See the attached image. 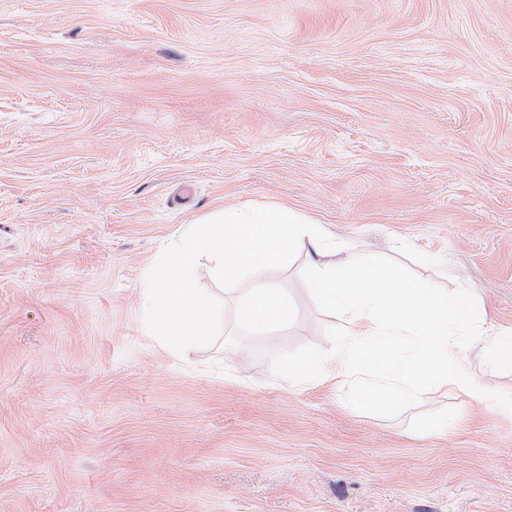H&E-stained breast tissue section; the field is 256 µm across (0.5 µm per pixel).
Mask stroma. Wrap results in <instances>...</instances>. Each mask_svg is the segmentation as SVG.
<instances>
[{
	"instance_id": "obj_1",
	"label": "stroma",
	"mask_w": 512,
	"mask_h": 512,
	"mask_svg": "<svg viewBox=\"0 0 512 512\" xmlns=\"http://www.w3.org/2000/svg\"><path fill=\"white\" fill-rule=\"evenodd\" d=\"M270 202L512 332V0H0V512H512V416L275 378L348 325L304 255L288 328L204 256L222 340L148 331L181 225Z\"/></svg>"
}]
</instances>
